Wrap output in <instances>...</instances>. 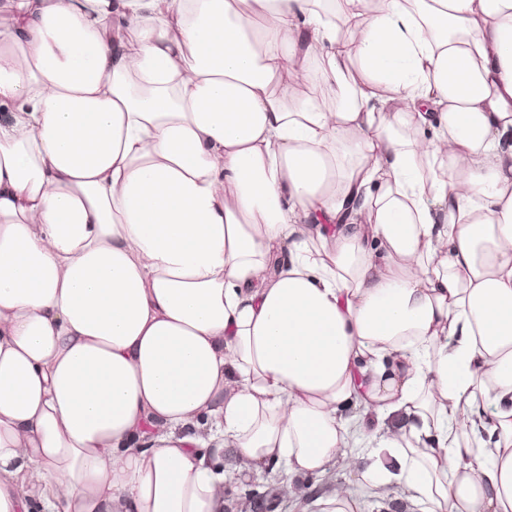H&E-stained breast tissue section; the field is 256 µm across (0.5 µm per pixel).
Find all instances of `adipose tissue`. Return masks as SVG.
<instances>
[{
	"label": "adipose tissue",
	"mask_w": 512,
	"mask_h": 512,
	"mask_svg": "<svg viewBox=\"0 0 512 512\" xmlns=\"http://www.w3.org/2000/svg\"><path fill=\"white\" fill-rule=\"evenodd\" d=\"M8 9L0 512H512V0ZM224 465L237 469V479L224 487V512H250L246 508L249 494L259 492L267 495V508L263 512H318L314 505L319 497L328 495L336 481L352 486L355 476L341 466L328 468L324 473L308 476L303 482L304 492L299 497H285L279 490V482L285 478L283 465L275 472L269 469L256 470L241 460L225 459ZM354 489L356 490V495L358 499V505L360 512H395L392 511L391 507L388 506V504H385V500H390V497L392 496V501L395 499L398 501H402L407 504L406 509H403L405 511L402 512H416L418 511L415 506L411 503V501L407 498L406 493L398 486H392L389 487L385 492L380 493L378 497L381 499H378L380 501H371L369 496L372 494H366L364 488L355 486ZM384 499V500H382Z\"/></svg>",
	"instance_id": "obj_1"
}]
</instances>
